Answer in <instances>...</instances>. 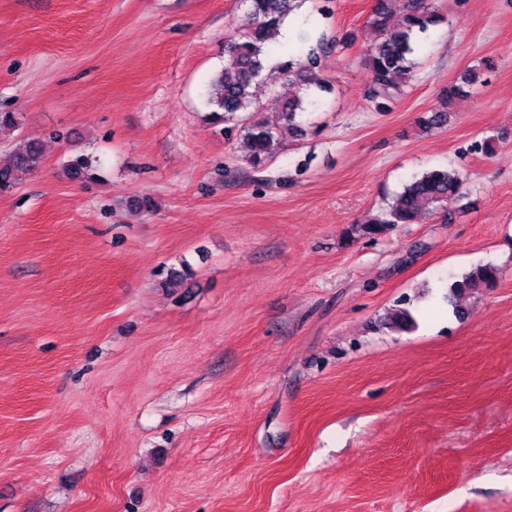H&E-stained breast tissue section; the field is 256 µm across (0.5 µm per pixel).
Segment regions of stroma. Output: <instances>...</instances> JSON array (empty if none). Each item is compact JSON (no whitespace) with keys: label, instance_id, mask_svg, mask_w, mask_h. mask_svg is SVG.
I'll return each mask as SVG.
<instances>
[{"label":"stroma","instance_id":"35a3bbf8","mask_svg":"<svg viewBox=\"0 0 512 512\" xmlns=\"http://www.w3.org/2000/svg\"><path fill=\"white\" fill-rule=\"evenodd\" d=\"M374 4L307 0L260 93L304 133L256 171L199 117L241 0H0V167L41 142L0 193V512H512V0H433L387 112ZM336 35L300 94L280 63ZM431 168L464 197L350 237ZM480 72L475 69L465 71L452 85L448 87V90L442 93V102H447L456 97L469 95L474 87L480 82ZM40 159L39 143L29 139L24 148L15 154L13 166L0 168V190L15 183L18 172L29 171L36 167ZM97 168V160L86 154L71 156L65 165L68 176L73 179L91 178ZM499 275L497 267L490 264L479 265L464 273L450 288L454 296L476 293L483 288H492L497 283Z\"/></svg>","mask_w":512,"mask_h":512}]
</instances>
